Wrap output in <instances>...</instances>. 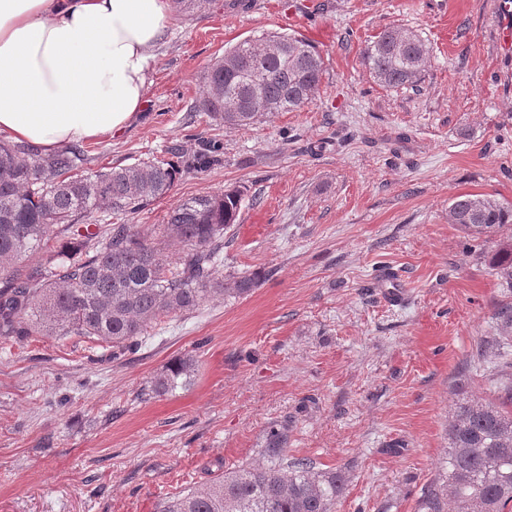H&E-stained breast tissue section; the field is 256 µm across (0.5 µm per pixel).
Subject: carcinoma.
<instances>
[{
  "label": "carcinoma",
  "mask_w": 512,
  "mask_h": 512,
  "mask_svg": "<svg viewBox=\"0 0 512 512\" xmlns=\"http://www.w3.org/2000/svg\"><path fill=\"white\" fill-rule=\"evenodd\" d=\"M430 57L417 33L393 26L363 50L373 79L389 89L415 86ZM319 51L290 34L246 40L216 59L203 77L200 109L227 127L253 125L272 112H294L322 83ZM208 142L193 156L143 161L78 174L81 150L41 153L28 144L0 142V336H85L112 353L138 347L148 329L176 312L192 311L213 296H244L258 274L224 288L219 273L224 231L238 223L237 190L180 201L162 234L182 252L171 261L153 242L154 231L136 224L94 222L97 213L119 219L168 195L185 171L204 172L220 162ZM448 220L481 234L512 223V206L474 194L456 196ZM58 246H50L51 240ZM42 254L33 266L24 260ZM489 262L512 285V244ZM191 357L170 362L153 381L165 395L190 384ZM505 402L454 404L448 428V480L423 492L422 512H508L512 505V409ZM268 464L240 466L203 491L169 497L159 512H331L344 482L337 471L316 472L307 458H288L281 436H271Z\"/></svg>",
  "instance_id": "obj_1"
}]
</instances>
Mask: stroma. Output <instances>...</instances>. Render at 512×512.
Returning <instances> with one entry per match:
<instances>
[{"label": "stroma", "mask_w": 512, "mask_h": 512, "mask_svg": "<svg viewBox=\"0 0 512 512\" xmlns=\"http://www.w3.org/2000/svg\"><path fill=\"white\" fill-rule=\"evenodd\" d=\"M446 2L442 14L432 0H211L173 13L143 113L81 143L79 170L218 142L219 165L182 174L128 221L162 224L180 199L242 189L224 282L262 277L246 296L162 318L130 352L0 336V512H157L265 462L274 432L289 457L344 472L334 512H420L423 487L445 472L455 402L512 385L500 374L512 335L496 318L512 287L487 261L512 224L475 237L448 221L461 193L512 204V88L499 81L512 62L496 47V0ZM389 26L430 47L416 87H381L364 63ZM289 30L324 59L311 102L234 129L200 111L214 58ZM394 284L397 302L385 295ZM185 355L191 383L152 394Z\"/></svg>", "instance_id": "stroma-1"}]
</instances>
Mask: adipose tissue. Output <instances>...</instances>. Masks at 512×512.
I'll list each match as a JSON object with an SVG mask.
<instances>
[{
  "instance_id": "ef3b65f1",
  "label": "adipose tissue",
  "mask_w": 512,
  "mask_h": 512,
  "mask_svg": "<svg viewBox=\"0 0 512 512\" xmlns=\"http://www.w3.org/2000/svg\"><path fill=\"white\" fill-rule=\"evenodd\" d=\"M171 0H0V136L50 152L144 107Z\"/></svg>"
}]
</instances>
